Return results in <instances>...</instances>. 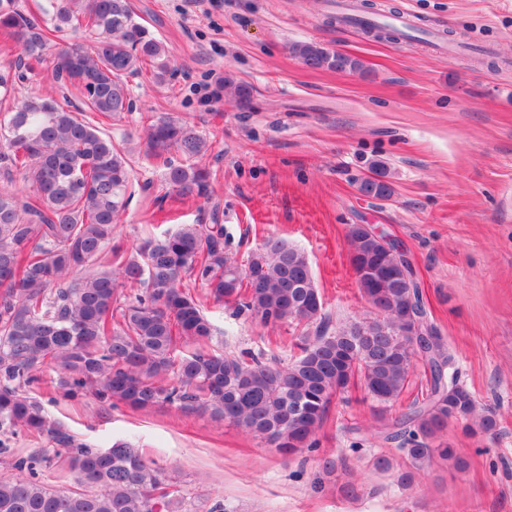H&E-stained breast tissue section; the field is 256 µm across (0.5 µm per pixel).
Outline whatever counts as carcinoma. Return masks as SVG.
Here are the masks:
<instances>
[{
	"label": "carcinoma",
	"mask_w": 512,
	"mask_h": 512,
	"mask_svg": "<svg viewBox=\"0 0 512 512\" xmlns=\"http://www.w3.org/2000/svg\"><path fill=\"white\" fill-rule=\"evenodd\" d=\"M39 10L45 25L18 0H0V28L20 50L18 63L41 59L66 30L84 29L89 44L57 47L54 73L97 117L133 110L130 77L147 70L162 84L174 74L166 46L135 21L130 0H44ZM290 50L314 69L364 70L361 60L321 43L296 42ZM145 131L171 190L207 196L211 172L195 163L209 150L207 138L170 117L150 121ZM173 152L187 163L169 160ZM0 176L8 183L18 176L29 188L21 200L0 185V437H47L78 485L54 491L37 480L36 460L16 459L12 467L28 476L0 480V512H183L177 484L140 449L119 440L102 455L49 413L35 393L49 368L58 371L65 398L207 413L290 456L317 448L334 395L358 384L384 411L420 361L425 391L407 412L381 420L384 439L399 441L416 464L439 457L462 470L454 449L435 444L438 433L452 419L496 429L495 416L478 413L459 383L420 283L392 277L406 254L357 225L347 233L350 261L376 317L335 324L303 251L267 237L241 259L215 212L211 223L182 224L133 255L111 247L133 195L130 164L98 122L50 99L26 97L0 113ZM359 190L393 193L385 181H363ZM109 248L112 263L104 265ZM198 287L262 327L303 325L301 353L284 365L248 350L210 349L215 329Z\"/></svg>",
	"instance_id": "obj_1"
}]
</instances>
